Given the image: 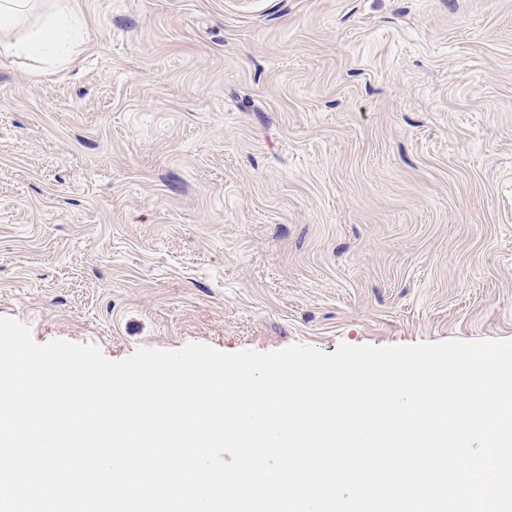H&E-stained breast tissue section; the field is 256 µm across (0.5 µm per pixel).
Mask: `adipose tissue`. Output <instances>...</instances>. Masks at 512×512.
Instances as JSON below:
<instances>
[{"instance_id":"adipose-tissue-1","label":"adipose tissue","mask_w":512,"mask_h":512,"mask_svg":"<svg viewBox=\"0 0 512 512\" xmlns=\"http://www.w3.org/2000/svg\"><path fill=\"white\" fill-rule=\"evenodd\" d=\"M76 0H0V53L26 57L40 65L42 74L78 59L84 25L75 8ZM39 15L35 27H28L32 15Z\"/></svg>"}]
</instances>
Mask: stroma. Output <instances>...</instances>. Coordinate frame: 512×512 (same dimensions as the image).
Here are the masks:
<instances>
[{
  "label": "stroma",
  "mask_w": 512,
  "mask_h": 512,
  "mask_svg": "<svg viewBox=\"0 0 512 512\" xmlns=\"http://www.w3.org/2000/svg\"><path fill=\"white\" fill-rule=\"evenodd\" d=\"M0 57V317L234 352L512 339V0H77ZM76 1L1 0V54L35 60L40 64L41 75L78 59L83 45L78 32L84 21L74 6ZM37 12L41 13L38 25L19 36V29Z\"/></svg>",
  "instance_id": "1"
}]
</instances>
